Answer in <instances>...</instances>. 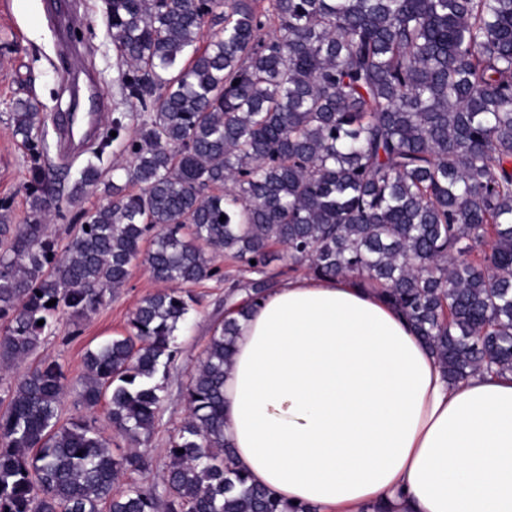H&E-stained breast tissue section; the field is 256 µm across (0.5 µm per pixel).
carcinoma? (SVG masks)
<instances>
[{"label":"carcinoma","instance_id":"1","mask_svg":"<svg viewBox=\"0 0 512 512\" xmlns=\"http://www.w3.org/2000/svg\"><path fill=\"white\" fill-rule=\"evenodd\" d=\"M106 19L138 124L123 136L126 115L112 118L72 193L104 182L109 147L130 165L58 253L44 106L13 103L31 188L28 223L0 206V370L41 346L59 310L88 318L147 266L168 287L87 351L76 382L137 451L113 456L87 420L59 424L68 381L46 358L5 390L0 512H316L233 463L236 318L190 374L163 491L121 482L149 465L189 286L244 291L245 317L276 282L275 244L293 270L381 287L451 379L512 371V0H106ZM214 252L256 277L220 274Z\"/></svg>","mask_w":512,"mask_h":512}]
</instances>
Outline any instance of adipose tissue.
Returning a JSON list of instances; mask_svg holds the SVG:
<instances>
[{"label": "adipose tissue", "instance_id": "adipose-tissue-1", "mask_svg": "<svg viewBox=\"0 0 512 512\" xmlns=\"http://www.w3.org/2000/svg\"><path fill=\"white\" fill-rule=\"evenodd\" d=\"M224 436L252 483L318 512H512V372L450 381L349 276L288 279L242 320Z\"/></svg>", "mask_w": 512, "mask_h": 512}]
</instances>
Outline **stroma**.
Wrapping results in <instances>:
<instances>
[{"label":"stroma","mask_w":512,"mask_h":512,"mask_svg":"<svg viewBox=\"0 0 512 512\" xmlns=\"http://www.w3.org/2000/svg\"><path fill=\"white\" fill-rule=\"evenodd\" d=\"M73 2L81 20L63 29L57 21V0H0V204L9 207L15 224L27 221L31 158L29 150L12 134L13 100L30 97L44 106L50 164L54 174L60 176L65 192L71 189L73 175L83 167L86 157L80 149H67L61 144L58 114L65 111L81 70H88L97 87L103 123H111L113 113L125 109L117 93L116 52L106 32L104 0ZM109 200V194L99 188L76 203L61 202L59 209L50 212L48 233L59 242H66L80 211L106 205ZM159 287V282L140 264L134 267L126 284L115 290L90 318L75 319L68 312H61L56 330L45 337L36 354L0 378V392L15 383L29 366L51 357L73 383L60 403L61 420H91L114 456L128 453L127 442L112 428L107 403L87 407L74 383L84 372L85 352L124 333L142 297ZM193 291L199 302L178 334L179 353L162 381V418L150 442L149 469L140 477L141 482L158 489L167 475L169 440L187 414L184 392L189 371L202 356L213 325L224 317L223 282L206 281L194 286Z\"/></svg>","instance_id":"35a3bbf8"}]
</instances>
